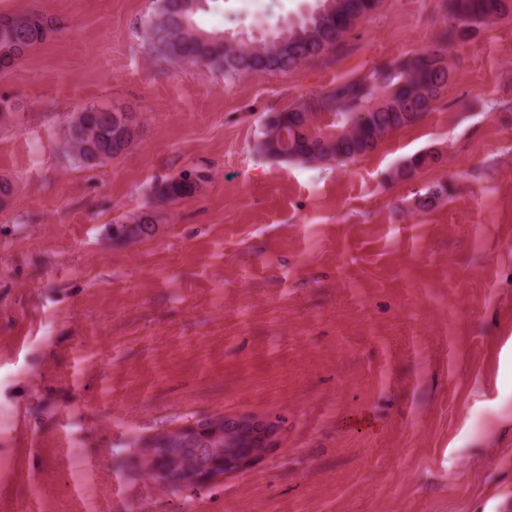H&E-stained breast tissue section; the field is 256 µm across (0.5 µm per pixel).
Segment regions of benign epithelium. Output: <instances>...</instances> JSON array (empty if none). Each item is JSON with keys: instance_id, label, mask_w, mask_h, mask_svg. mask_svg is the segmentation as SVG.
I'll return each mask as SVG.
<instances>
[{"instance_id": "7a95c632", "label": "benign epithelium", "mask_w": 512, "mask_h": 512, "mask_svg": "<svg viewBox=\"0 0 512 512\" xmlns=\"http://www.w3.org/2000/svg\"><path fill=\"white\" fill-rule=\"evenodd\" d=\"M204 433L225 439L226 448H207L209 455L224 454V460L207 463L202 453L184 463L177 473L160 470L156 482L166 487L204 486L229 474L249 469L280 444V426L272 418L257 413L208 415L167 432L178 440L186 435Z\"/></svg>"}]
</instances>
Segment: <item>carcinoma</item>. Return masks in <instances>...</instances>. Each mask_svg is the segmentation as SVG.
I'll use <instances>...</instances> for the list:
<instances>
[{
    "label": "carcinoma",
    "instance_id": "1",
    "mask_svg": "<svg viewBox=\"0 0 512 512\" xmlns=\"http://www.w3.org/2000/svg\"><path fill=\"white\" fill-rule=\"evenodd\" d=\"M209 0H157L155 12L144 24L149 52L158 59L184 62L234 78L252 73H288L306 61L336 52L356 22L373 10L376 0H319L298 21L264 32L261 38L224 37L222 32L195 26V15ZM448 24L431 48L396 63L375 68L362 80L336 85L326 95L286 111L268 114L260 131L258 149L273 158L299 162L346 163L365 156L394 132L416 123L433 108L448 84L451 70L447 48L474 40L486 22L512 14V0H445ZM57 30V21L40 11L23 15L15 28H0V57L19 59L17 44L32 49ZM117 108L90 105L72 117L65 145L78 163L95 167L124 155L137 131L120 132ZM439 163L432 152L412 155L393 172L396 180ZM207 176L191 182L187 174L157 181L148 210L130 224L112 225V234L132 242L155 234V210L194 197Z\"/></svg>",
    "mask_w": 512,
    "mask_h": 512
}]
</instances>
